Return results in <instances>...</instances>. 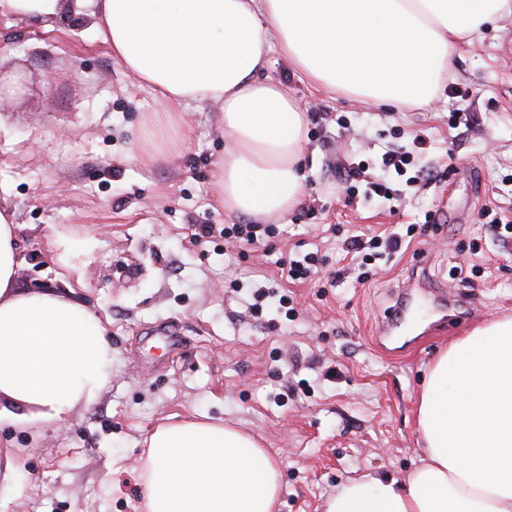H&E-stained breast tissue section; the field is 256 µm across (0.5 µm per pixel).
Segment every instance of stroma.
I'll use <instances>...</instances> for the list:
<instances>
[{"mask_svg": "<svg viewBox=\"0 0 512 512\" xmlns=\"http://www.w3.org/2000/svg\"><path fill=\"white\" fill-rule=\"evenodd\" d=\"M0 71L26 80L0 103V183L25 256L17 283L73 291L112 333V382L95 405L37 437L0 430V456H13L23 477L0 496V512H142L143 439L172 416L225 420L272 449L280 512H324L337 487L367 471L407 477L422 456L416 404L427 365L452 339L512 316V239L482 214L512 217L511 16L457 47L422 107L315 89L271 52L267 76L308 108L304 195L276 217V237L231 263L223 229L233 218L215 204L224 135L212 105L168 104V150L144 166L132 150L152 140L161 105L88 25L45 33L1 22ZM459 109L466 124L449 128ZM418 134L416 160L444 170L441 182L393 174L396 200L360 194L347 204L338 157L377 176L382 154ZM402 222L418 226L412 243L357 281L346 238ZM313 250L319 275L283 286L294 317L273 300L253 317L251 285ZM439 288L457 303L446 327L414 344L395 331L389 353L377 351V327L402 291L426 326Z\"/></svg>", "mask_w": 512, "mask_h": 512, "instance_id": "35a3bbf8", "label": "stroma"}]
</instances>
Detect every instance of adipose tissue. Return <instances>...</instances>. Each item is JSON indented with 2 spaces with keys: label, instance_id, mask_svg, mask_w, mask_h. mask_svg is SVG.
I'll use <instances>...</instances> for the list:
<instances>
[{
  "label": "adipose tissue",
  "instance_id": "1",
  "mask_svg": "<svg viewBox=\"0 0 512 512\" xmlns=\"http://www.w3.org/2000/svg\"><path fill=\"white\" fill-rule=\"evenodd\" d=\"M512 0H0V17L45 30L90 22L163 107L150 165L166 150L167 102L206 101L226 137L216 204L228 215L278 217L300 204L308 117L266 71L278 51L299 79L386 107L424 106L454 52ZM0 197V428L40 430L94 405L112 381L106 318L54 289L24 290L25 258ZM419 464L399 480L366 472L325 512H512V318L451 342L417 399ZM144 512H277L279 469L249 433L185 418L148 437Z\"/></svg>",
  "mask_w": 512,
  "mask_h": 512
}]
</instances>
